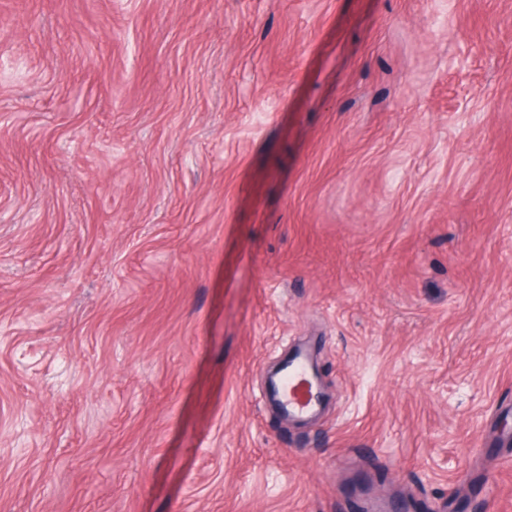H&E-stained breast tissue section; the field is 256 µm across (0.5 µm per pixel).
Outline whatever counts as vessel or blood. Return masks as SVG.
<instances>
[{"label": "vessel or blood", "mask_w": 512, "mask_h": 512, "mask_svg": "<svg viewBox=\"0 0 512 512\" xmlns=\"http://www.w3.org/2000/svg\"><path fill=\"white\" fill-rule=\"evenodd\" d=\"M315 374L303 352L284 359L272 382L270 397L284 414L306 417L317 412L319 401L312 386Z\"/></svg>", "instance_id": "b4317fda"}]
</instances>
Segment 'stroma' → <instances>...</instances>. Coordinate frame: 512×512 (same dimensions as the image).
<instances>
[{
	"label": "stroma",
	"mask_w": 512,
	"mask_h": 512,
	"mask_svg": "<svg viewBox=\"0 0 512 512\" xmlns=\"http://www.w3.org/2000/svg\"><path fill=\"white\" fill-rule=\"evenodd\" d=\"M0 512H512V0H0ZM314 369L301 351L284 359L272 382L270 397L286 415L306 417L317 412L319 401L314 388Z\"/></svg>",
	"instance_id": "stroma-1"
}]
</instances>
